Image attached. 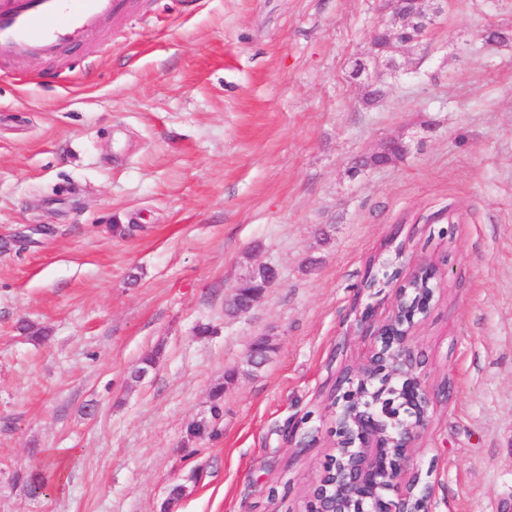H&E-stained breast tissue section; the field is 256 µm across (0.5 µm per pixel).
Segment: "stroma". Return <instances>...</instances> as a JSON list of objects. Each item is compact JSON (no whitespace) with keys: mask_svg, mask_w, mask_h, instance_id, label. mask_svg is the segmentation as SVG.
<instances>
[{"mask_svg":"<svg viewBox=\"0 0 512 512\" xmlns=\"http://www.w3.org/2000/svg\"><path fill=\"white\" fill-rule=\"evenodd\" d=\"M383 19L138 0L102 54L0 65V512H307L374 344L356 314L394 304L361 287L375 257L443 272L412 342L433 512H512V42L483 38L512 0H448L369 104L352 71ZM389 139L398 161L350 174ZM279 272L271 264L260 265L256 274L252 277L245 276L240 279L231 297L225 302L227 311H233L237 315L249 312L254 304L261 298L265 288L277 281ZM248 282L252 288H243L242 284Z\"/></svg>","mask_w":512,"mask_h":512,"instance_id":"obj_1","label":"stroma"}]
</instances>
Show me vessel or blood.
I'll return each mask as SVG.
<instances>
[{
	"label": "vessel or blood",
	"instance_id": "b4317fda",
	"mask_svg": "<svg viewBox=\"0 0 512 512\" xmlns=\"http://www.w3.org/2000/svg\"><path fill=\"white\" fill-rule=\"evenodd\" d=\"M126 6L127 0H0V60L96 54Z\"/></svg>",
	"mask_w": 512,
	"mask_h": 512
}]
</instances>
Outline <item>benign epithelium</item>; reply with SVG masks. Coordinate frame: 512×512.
Listing matches in <instances>:
<instances>
[{"instance_id": "obj_1", "label": "benign epithelium", "mask_w": 512, "mask_h": 512, "mask_svg": "<svg viewBox=\"0 0 512 512\" xmlns=\"http://www.w3.org/2000/svg\"><path fill=\"white\" fill-rule=\"evenodd\" d=\"M386 19L376 38L386 50L400 53L413 44L409 28H429L440 7L433 0H382ZM395 140L357 158L360 170L388 166L386 155ZM279 272L263 264L252 277L245 276L227 300V310L249 312ZM440 269L431 262L419 264L395 288L392 315L382 322L372 319L370 308L357 313L376 345L357 370L339 382L341 395L333 398L335 420L333 464L320 474L312 512H430L433 487L420 474L409 471L411 448L428 417L431 398L423 385L421 362L412 347L414 329L429 312ZM427 285L425 296L415 297L412 281ZM269 345L264 340L250 348L249 363L265 364Z\"/></svg>"}]
</instances>
